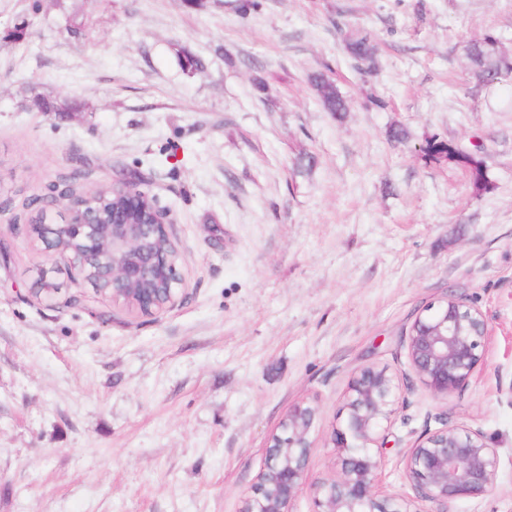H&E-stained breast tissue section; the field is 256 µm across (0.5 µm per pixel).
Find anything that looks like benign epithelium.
Segmentation results:
<instances>
[{"instance_id": "7a95c632", "label": "benign epithelium", "mask_w": 512, "mask_h": 512, "mask_svg": "<svg viewBox=\"0 0 512 512\" xmlns=\"http://www.w3.org/2000/svg\"><path fill=\"white\" fill-rule=\"evenodd\" d=\"M69 213L63 224L41 222L49 258L94 273L106 283L101 292L113 303L130 302L145 316L174 306L182 278L170 254L152 247L169 235L166 213L158 206L145 210L148 195L138 177L125 178L110 193H68L49 187ZM170 284L162 290L158 285ZM488 325L482 312L455 296L428 306L413 322L407 356L422 385L434 396L448 398L466 387L485 353ZM397 401L395 375L388 368H366L349 384L347 417L333 430L331 441L343 451L341 468L330 480L306 482L312 442L309 434L317 410L299 402L288 409L280 432L267 443L266 465L242 512H288L306 486L315 512H448L464 498L489 495L494 488L498 454L483 432L464 423L448 422L413 446L405 457V475L414 496L389 495L382 489L384 431Z\"/></svg>"}]
</instances>
